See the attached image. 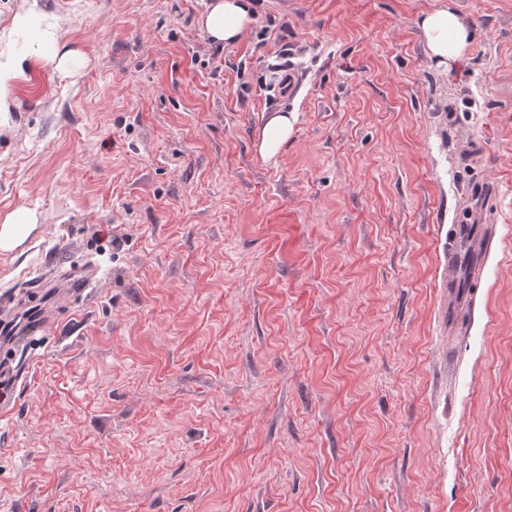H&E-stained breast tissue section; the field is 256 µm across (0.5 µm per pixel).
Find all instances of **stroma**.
Returning a JSON list of instances; mask_svg holds the SVG:
<instances>
[{
	"mask_svg": "<svg viewBox=\"0 0 512 512\" xmlns=\"http://www.w3.org/2000/svg\"><path fill=\"white\" fill-rule=\"evenodd\" d=\"M0 0V51L38 8L0 112V312L94 271L20 324L0 512H512V0ZM303 81L272 101L285 68ZM296 122L259 152L278 113ZM494 224L461 334L439 322L449 225ZM200 25L215 45H230L241 39L253 17L248 0H212ZM447 7L423 13L418 20L431 59L451 68L462 61L471 45V31L458 19L453 0ZM41 12L36 14V11L31 8L23 14H18L14 17L15 27L18 29L26 28L33 19L39 20ZM43 30L41 37L36 43L29 46V52L26 54H12V53H1L0 54V87L4 88L7 80L19 69H21L23 61L27 58H54L56 59L59 55L60 47L58 40L53 31V27L48 22L45 15L41 16ZM49 50L53 53L50 55ZM71 55V51H65L59 55V63L63 67ZM293 114H276L266 123L260 142L259 150L264 158L276 156L282 146L288 141L293 131ZM35 222V216L26 211H17L9 216L0 226V249L9 250L23 241Z\"/></svg>",
	"mask_w": 512,
	"mask_h": 512,
	"instance_id": "1",
	"label": "stroma"
}]
</instances>
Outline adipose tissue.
Listing matches in <instances>:
<instances>
[{
	"mask_svg": "<svg viewBox=\"0 0 512 512\" xmlns=\"http://www.w3.org/2000/svg\"><path fill=\"white\" fill-rule=\"evenodd\" d=\"M253 21L247 0H211L200 25L213 44L230 45L241 39ZM418 25L429 56L449 68L462 61L471 45V31L453 7L423 13Z\"/></svg>",
	"mask_w": 512,
	"mask_h": 512,
	"instance_id": "1",
	"label": "adipose tissue"
}]
</instances>
